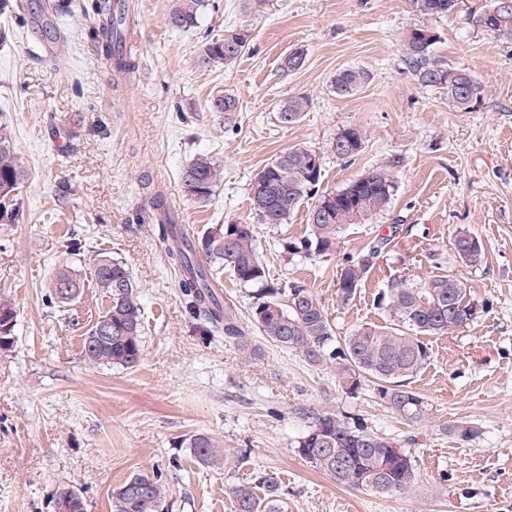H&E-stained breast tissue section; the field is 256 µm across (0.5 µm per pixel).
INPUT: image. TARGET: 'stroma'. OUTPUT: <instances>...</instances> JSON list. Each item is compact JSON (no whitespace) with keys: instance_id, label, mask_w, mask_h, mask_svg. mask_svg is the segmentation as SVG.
Listing matches in <instances>:
<instances>
[{"instance_id":"35a3bbf8","label":"stroma","mask_w":512,"mask_h":512,"mask_svg":"<svg viewBox=\"0 0 512 512\" xmlns=\"http://www.w3.org/2000/svg\"><path fill=\"white\" fill-rule=\"evenodd\" d=\"M488 2L463 0L431 18L412 0H270L261 14L244 0H213L199 27L183 32L166 23L169 0H127L136 67L124 75L86 37L80 12L58 17L52 36L0 15V117L27 174L22 220L0 224V292L17 310L14 344L0 351V512H52L61 487L88 512H112V488L136 474L160 477L169 512H232V488L268 475L283 512H512V40L477 32L466 13ZM230 26L251 30L249 50L197 69L205 35ZM415 27L433 31L435 54L480 81L470 111L452 109L407 69L403 38ZM298 48L302 67L283 71ZM350 67L370 78L336 96L331 80ZM220 92L240 101L232 122L207 107ZM295 95L309 98L307 112L280 123L281 102ZM345 126L365 136L351 163L329 148ZM299 146L320 153L327 192L382 164L397 175L390 208L343 227L324 258L280 246L307 235L316 196L279 225L261 223L249 196L254 174ZM201 153L224 169L206 204L181 185ZM155 194L194 241L216 224L252 225L272 281L311 290L342 337L385 322L379 299L391 281L463 280L484 313L427 337L431 357L410 381L429 403L426 417L393 414L369 381L347 392L333 369L263 336L245 350L204 339L155 234ZM463 232L482 243L478 266L453 248ZM382 237L356 296L341 302L342 265ZM101 252L126 262L137 285L143 357L132 368L83 360V340L108 306L92 281L73 304L50 298L58 269L86 272ZM317 411L390 438L410 454L416 483L393 495L353 490L307 463L294 444ZM453 423L476 436L456 440ZM201 433L220 463L186 447Z\"/></svg>"}]
</instances>
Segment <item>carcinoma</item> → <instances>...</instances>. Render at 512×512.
Here are the masks:
<instances>
[{
	"label": "carcinoma",
	"mask_w": 512,
	"mask_h": 512,
	"mask_svg": "<svg viewBox=\"0 0 512 512\" xmlns=\"http://www.w3.org/2000/svg\"><path fill=\"white\" fill-rule=\"evenodd\" d=\"M418 12L439 17L454 11L459 0H413ZM211 0H171L166 21L175 30L199 27L210 10ZM28 5L25 0H0V12L23 22ZM90 37L110 60L113 69L124 74L133 63L125 49L128 8L125 0H87L80 4ZM473 28L488 35L512 40V9L494 10V5L468 9ZM251 42L246 27L233 26L208 36L195 57L196 66L211 70L233 63ZM436 36L425 28L410 29L403 43L404 63L419 84L442 89L448 103L467 112L481 98L482 87L474 75L450 66L434 55ZM368 80L359 68L338 71L332 79L339 97L355 93ZM305 96L286 100L278 112L283 124L296 123L308 110ZM212 112L230 118L239 109L231 93L217 94L208 104ZM360 129H339L330 142V151L342 160H353L362 150ZM319 153L303 147L283 151L257 172L250 183L253 209L264 224H286L301 200L311 194L320 198L308 214L309 233L301 240L283 241V250L306 258L326 257L336 244V236L347 224H360L390 206L396 180L385 165L353 180L344 189L319 193L322 165H313ZM223 171L210 156L199 155L182 172L185 194L199 204L209 202L221 182ZM26 171L15 151L8 124H0V224H17L23 218L18 190ZM158 211L159 239L165 244L168 263L178 270L179 287L192 317L204 322V332L224 334V339L241 348L248 346L250 332L243 327L231 302L223 299L213 282V271L229 270L244 287L256 288L252 326L268 341L283 349L298 350L313 366H330L347 391L355 392L366 379L376 384L379 396L395 414L419 421L428 413L425 399L406 385L410 377L427 365L431 352L424 336L448 334L475 322L483 306L469 298L463 281L448 274L421 276L413 281H393L380 297L387 314L383 325H362L338 338L328 314L316 296L303 286L281 287L269 279L260 257L250 224H217L199 245L179 238L177 225L164 199L153 203ZM454 249L463 263L478 266L483 257L480 240L472 235H457ZM377 249L344 263L337 279L341 301L354 298L364 275L372 266ZM89 274L109 306L91 326L84 338L83 357L92 365L136 366L143 354L142 313L135 297V284L127 264L100 254L90 265ZM51 294L60 304L76 300L83 288L82 276L61 268L50 283ZM16 311L0 297V350L14 343ZM106 326L109 338L98 339L99 327ZM189 447L205 462L217 461L213 440L206 434L191 437ZM299 455L337 483L358 490L381 494L401 493L416 481L411 456L390 439L374 432L351 428L333 412H315L309 429L296 441ZM264 496L247 486L231 491L234 512H280L279 484L268 477L262 481ZM166 490L160 480L135 475L112 489L114 512H168ZM53 512L67 506L70 512H86L83 498L73 490L61 489L52 497Z\"/></svg>",
	"instance_id": "cac0c4a2"
}]
</instances>
